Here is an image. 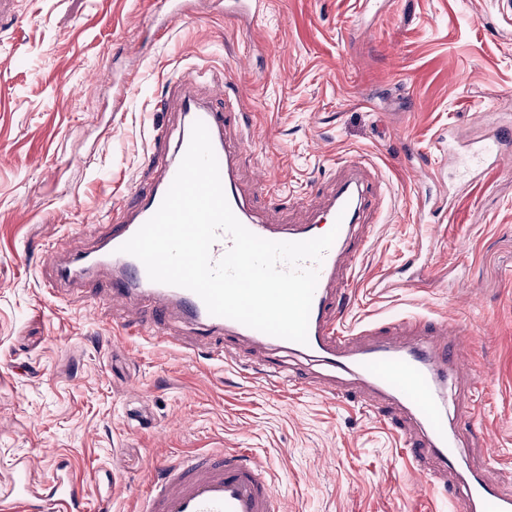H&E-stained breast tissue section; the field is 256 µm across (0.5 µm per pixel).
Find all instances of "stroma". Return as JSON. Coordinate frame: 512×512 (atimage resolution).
Masks as SVG:
<instances>
[{
  "label": "stroma",
  "mask_w": 512,
  "mask_h": 512,
  "mask_svg": "<svg viewBox=\"0 0 512 512\" xmlns=\"http://www.w3.org/2000/svg\"><path fill=\"white\" fill-rule=\"evenodd\" d=\"M181 3L188 17L165 30L150 0H25L23 19H0V475L20 458L41 478L59 463L81 479L108 471L109 512H139L152 464L224 448L261 460L288 512H450V491L413 470L382 413L319 390L322 366L277 353L309 385L274 391L256 372L265 354L239 338L224 337L238 359L223 368L176 341L114 338L139 313L87 309L88 292L109 288L102 276L44 293L34 243L78 251L103 233L108 208L153 177V123H177L157 98L203 68L199 92L222 82L248 115L239 183L260 222L305 221L306 192L344 161L379 173L351 315L454 313L488 327L455 370L448 419L475 406L465 445L512 490V170L460 150L427 192L409 164L410 149H460L512 124V20L496 0H267L254 19ZM272 159L284 210L255 189ZM416 253L432 264L422 287L363 289Z\"/></svg>",
  "instance_id": "35a3bbf8"
}]
</instances>
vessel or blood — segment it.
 Masks as SVG:
<instances>
[{
    "label": "vessel or blood",
    "mask_w": 512,
    "mask_h": 512,
    "mask_svg": "<svg viewBox=\"0 0 512 512\" xmlns=\"http://www.w3.org/2000/svg\"><path fill=\"white\" fill-rule=\"evenodd\" d=\"M228 17L259 13L263 0H213ZM181 125L170 137L165 124L153 125L146 151L153 185L134 187L126 201L112 209V228L88 252H70L65 243L43 246L42 253L56 275L44 281L48 292L88 277L108 273L115 298L139 300L146 313L132 326L133 335L158 342L174 338L171 314H180L190 327L209 335L246 338L256 349L279 346L320 363L332 376L324 391L330 399L352 397L340 381L348 375L367 386L394 415L397 427L412 450L415 470L424 478L457 476L460 512H512V491L485 479L479 466H460V444L467 427L448 425L444 390L461 355L449 337L468 335L457 317L422 314L346 323V298L357 254L366 241L358 234L362 216L371 208L373 171L361 159L349 163L345 177L322 193L325 203L319 222L338 224L336 238L319 266L306 343H297L211 315L194 292L149 279L143 263L120 247L160 207L188 148L192 126L203 122L218 161L224 193L236 218L254 234L272 241L299 242L315 238L316 224H263L246 208L236 183V171L245 153L243 140L230 141L228 126H244L245 117L233 101L217 107L202 103L191 90L188 77L178 80ZM512 141V126L504 125L488 140L470 143V153L482 161L501 164L512 160L502 146ZM0 512H92L83 484L69 469L55 470L50 479L35 483L27 460H17L7 479L0 481ZM140 512H285L266 468L241 451L212 450L174 461L156 463L147 481Z\"/></svg>",
    "instance_id": "obj_1"
}]
</instances>
